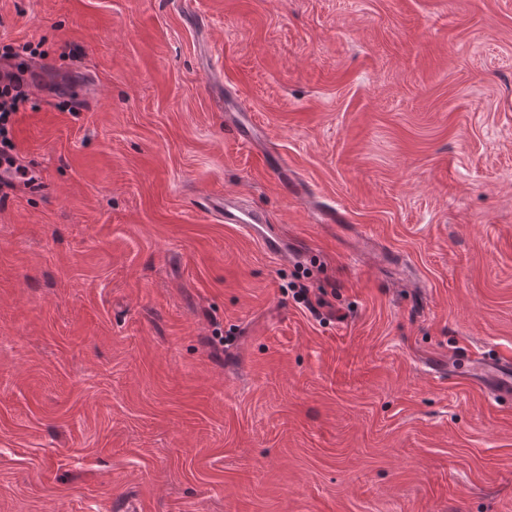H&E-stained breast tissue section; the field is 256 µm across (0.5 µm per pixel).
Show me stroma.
Here are the masks:
<instances>
[{
    "label": "stroma",
    "instance_id": "stroma-1",
    "mask_svg": "<svg viewBox=\"0 0 512 512\" xmlns=\"http://www.w3.org/2000/svg\"><path fill=\"white\" fill-rule=\"evenodd\" d=\"M27 42L0 512H512V401L427 367L512 357V0H0ZM265 222V216L255 209L224 202L225 224H240V227L252 236L265 227Z\"/></svg>",
    "mask_w": 512,
    "mask_h": 512
}]
</instances>
